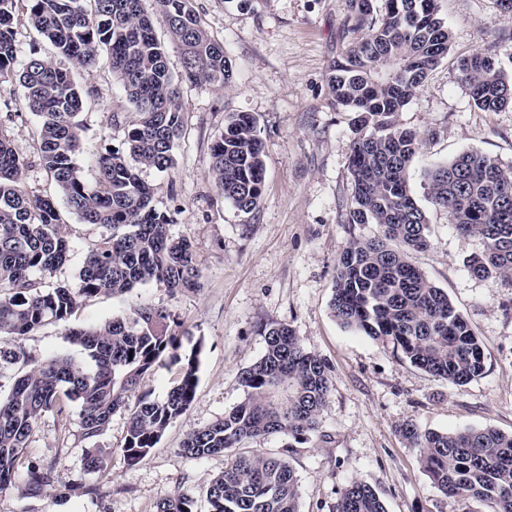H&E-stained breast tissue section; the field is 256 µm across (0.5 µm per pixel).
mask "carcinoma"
Returning a JSON list of instances; mask_svg holds the SVG:
<instances>
[{"label": "carcinoma", "mask_w": 512, "mask_h": 512, "mask_svg": "<svg viewBox=\"0 0 512 512\" xmlns=\"http://www.w3.org/2000/svg\"><path fill=\"white\" fill-rule=\"evenodd\" d=\"M16 2L0 0V83L18 78L25 108L40 118L41 161L68 211L103 229L88 247L76 284L45 285L67 259V224L54 196L28 190L26 162L0 131V341L7 344L0 347V367L25 368L0 397V491L23 468L27 493L36 497L58 483L55 463L24 457L43 414H61L64 401L75 402L84 437L94 438L127 406L147 372L166 359L179 365L164 399L142 396L130 410L122 452L127 464H137L193 403L203 340L182 350L180 325L144 304L95 327L67 329L88 368L67 357L40 360L22 346L33 330L67 323L88 297L147 284L190 290L198 287L200 270L192 243L171 234L173 219L152 206L153 188L140 176L143 167H172L182 128L179 80L140 0H27L30 25L72 65L91 67L107 50L112 73L134 108L125 148L100 154L92 182L77 163L84 99L70 70L35 56L15 69ZM375 2L348 0L351 40L332 66L329 84L336 107L357 114L349 223L374 224L378 233L353 237L342 249L331 309L344 327L401 353L426 373L465 386L484 374L483 349L448 294L409 260V252L430 246L429 221L408 180L425 140L396 120L447 57L451 33L437 0H382L380 7ZM156 3L181 50L183 78L224 85L232 62L224 45L208 35L192 0ZM503 57L512 61V41L457 61L473 105L483 112L512 108V75L500 66ZM211 158L209 176L221 197L244 213L254 211L265 165L248 113L228 117ZM428 180L432 202L450 210L457 231L484 242V251L468 260V271L512 286V165L465 151L434 167ZM265 336L264 354L240 372L244 400L179 448L194 459L227 455L224 472L205 491L209 512H300L298 478L288 460L244 444L269 437L299 442L315 434L333 378L330 366L306 351L288 325L274 323ZM400 432L442 495L512 512V434L494 428L423 432L411 421ZM111 468L109 454L87 449V472ZM156 512H196V501L178 491L159 501ZM338 512L386 509L370 485L354 481L343 489Z\"/></svg>", "instance_id": "carcinoma-1"}]
</instances>
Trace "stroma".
I'll return each mask as SVG.
<instances>
[{"label": "stroma", "mask_w": 512, "mask_h": 512, "mask_svg": "<svg viewBox=\"0 0 512 512\" xmlns=\"http://www.w3.org/2000/svg\"><path fill=\"white\" fill-rule=\"evenodd\" d=\"M451 31L448 56L398 114L400 126L426 140L414 158L412 195L430 222L431 245L410 254L438 288L447 292L482 344L485 373L466 386L432 376L362 333L344 328L330 302L339 255L351 237L373 236L372 224L349 221L350 145L354 113L336 110L328 75L349 44L346 0H192L209 35L223 42L233 63L223 86L183 83V132L172 168L141 171L154 188L153 207L171 216V232L190 240L201 271L194 291L150 284L123 295L87 298L71 324L93 327L146 303L182 323L183 348L203 341L196 397L142 462L122 456L127 410L116 411L98 437L83 436L79 408L36 423L27 458L55 463L59 487L39 498L24 495V476L0 491V512H155L175 491L196 498L223 472L227 458L180 454L191 432L222 418L244 397L242 369L266 348L265 328L290 326L304 348L332 370L334 390L318 414L319 430L307 441L256 439L260 454L282 456L296 471L300 512H336L343 488L353 481L373 487L387 512H468L467 503L441 495L420 467L416 449L400 434L406 421L424 431L494 427L512 433V287L472 276L466 260L484 243L459 233L449 210L434 205L425 174L434 164L467 150L512 164V110L484 112L471 102L457 57L512 37V13L495 0H437ZM73 78L86 94L78 119L87 180H94L104 148H123L135 112L113 76L107 56ZM234 112L250 113L263 142L265 180L251 213L220 198L209 177L210 147ZM40 119L23 105L17 80L0 83V130L27 159L28 188L54 192L39 161ZM71 243L64 266L47 285L77 280L87 247L99 231L66 215ZM22 345L45 359L82 361L63 325L48 324ZM112 455V469L98 476L84 468L87 449ZM96 493H87V485Z\"/></svg>", "instance_id": "1"}]
</instances>
